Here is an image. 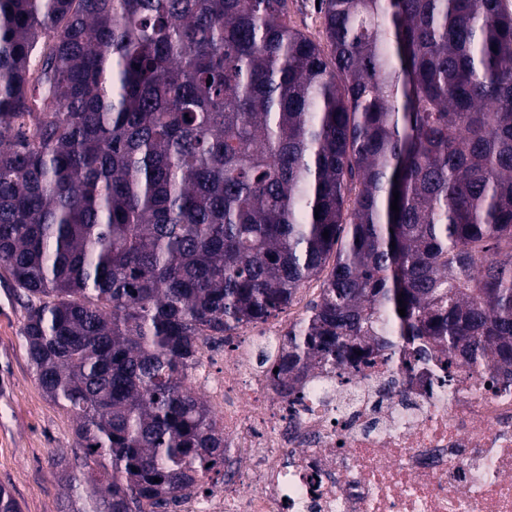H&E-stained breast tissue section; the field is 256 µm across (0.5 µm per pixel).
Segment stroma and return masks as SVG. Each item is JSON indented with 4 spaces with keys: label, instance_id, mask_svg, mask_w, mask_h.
<instances>
[{
    "label": "stroma",
    "instance_id": "stroma-1",
    "mask_svg": "<svg viewBox=\"0 0 512 512\" xmlns=\"http://www.w3.org/2000/svg\"><path fill=\"white\" fill-rule=\"evenodd\" d=\"M26 318L25 299L0 272V486L21 512H62L66 498L56 462L73 458L75 422L35 380L21 336Z\"/></svg>",
    "mask_w": 512,
    "mask_h": 512
}]
</instances>
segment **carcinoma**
I'll return each mask as SVG.
<instances>
[{"mask_svg": "<svg viewBox=\"0 0 512 512\" xmlns=\"http://www.w3.org/2000/svg\"><path fill=\"white\" fill-rule=\"evenodd\" d=\"M319 11L323 44L288 0H0V270L75 417L68 512L220 474L189 370L314 278L278 394L399 346L512 380V3Z\"/></svg>", "mask_w": 512, "mask_h": 512, "instance_id": "obj_1", "label": "carcinoma"}]
</instances>
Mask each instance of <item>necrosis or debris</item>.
<instances>
[{
  "mask_svg": "<svg viewBox=\"0 0 512 512\" xmlns=\"http://www.w3.org/2000/svg\"><path fill=\"white\" fill-rule=\"evenodd\" d=\"M287 329L249 327L191 370L224 434V472L182 512H512V386L493 362L447 372L437 350L380 351L283 397L259 355Z\"/></svg>",
  "mask_w": 512,
  "mask_h": 512,
  "instance_id": "obj_1",
  "label": "necrosis or debris"
}]
</instances>
